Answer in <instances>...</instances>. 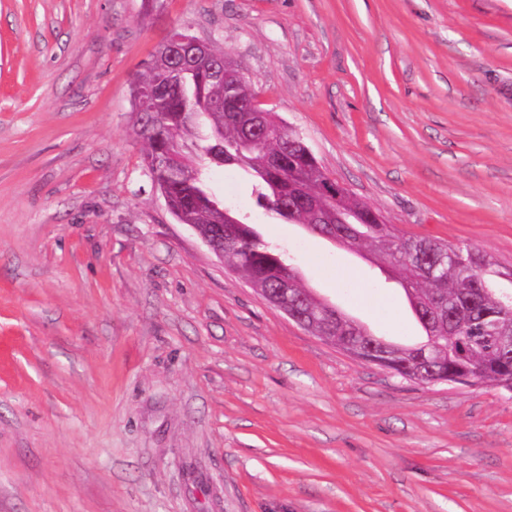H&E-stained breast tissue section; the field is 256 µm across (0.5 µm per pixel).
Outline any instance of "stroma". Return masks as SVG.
Segmentation results:
<instances>
[{"instance_id": "obj_1", "label": "stroma", "mask_w": 512, "mask_h": 512, "mask_svg": "<svg viewBox=\"0 0 512 512\" xmlns=\"http://www.w3.org/2000/svg\"><path fill=\"white\" fill-rule=\"evenodd\" d=\"M176 30L398 234L512 269V0H0V512H512V393L346 355L170 213L132 83ZM209 184L321 298L425 341L369 250Z\"/></svg>"}]
</instances>
